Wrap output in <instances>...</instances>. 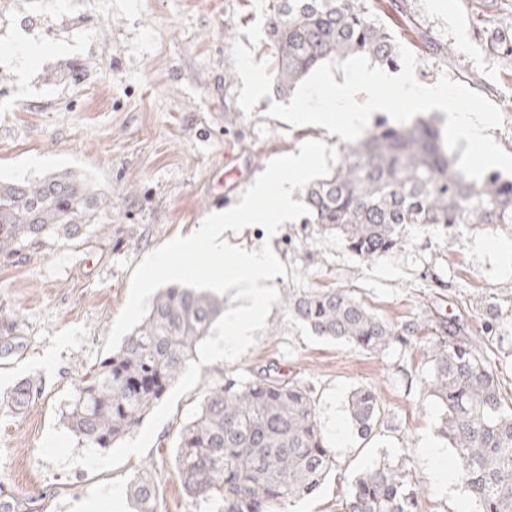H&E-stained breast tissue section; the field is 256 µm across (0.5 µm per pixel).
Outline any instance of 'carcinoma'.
<instances>
[{
    "label": "carcinoma",
    "mask_w": 512,
    "mask_h": 512,
    "mask_svg": "<svg viewBox=\"0 0 512 512\" xmlns=\"http://www.w3.org/2000/svg\"><path fill=\"white\" fill-rule=\"evenodd\" d=\"M381 0H274L267 27L276 55L277 92L291 94L326 60L362 54L380 67L398 65L394 31L373 8ZM458 155L430 119L394 126L379 120L325 178L305 188L304 223L340 240L354 255L376 259L399 247L411 224H442L452 232L474 224H512V177L491 170L465 177ZM104 203L72 172L0 184V259L25 257L59 239L78 240ZM288 311L316 335L380 352L409 346L422 323L393 324L351 291L315 289L287 300ZM224 313V298L178 284L163 289L121 346L86 373L64 419L81 445L111 448L155 406L194 358ZM22 348L0 336V359ZM425 384L441 411L440 435L455 456L471 512H512V394L481 347L454 321L438 320L427 342ZM36 381L8 397L15 410L37 395ZM350 425L370 442L385 425L378 391L362 386L348 400ZM317 420L313 388L267 367L225 376L182 425L174 467L195 501L213 512H281L314 496L335 468ZM136 512H159L158 483L149 470L130 482ZM344 512H423L422 491L405 464L370 466L354 477Z\"/></svg>",
    "instance_id": "carcinoma-1"
}]
</instances>
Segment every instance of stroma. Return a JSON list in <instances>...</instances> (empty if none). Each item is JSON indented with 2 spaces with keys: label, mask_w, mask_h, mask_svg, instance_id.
I'll return each mask as SVG.
<instances>
[{
  "label": "stroma",
  "mask_w": 512,
  "mask_h": 512,
  "mask_svg": "<svg viewBox=\"0 0 512 512\" xmlns=\"http://www.w3.org/2000/svg\"><path fill=\"white\" fill-rule=\"evenodd\" d=\"M269 0H0V183L73 171L92 179L107 203L78 241H61L19 260H0V326L11 322L23 348L0 360V397L26 379L38 398L16 411L0 408V492L30 512H134L128 483L149 469L160 512H210L182 488L173 464L180 424L192 419L209 387L224 375L269 363L312 385L317 416L336 468L319 492L282 512H342L353 477L373 463L407 462L423 491L425 512H458L468 494L435 485L421 449L446 447L440 410L424 386L420 343L369 352L315 336L285 298L312 289L353 290L375 313L420 321L444 313L461 319L512 390V264L496 243L512 224H479L449 234L414 226L405 242L377 259L350 253L302 221L275 236L260 226L230 235L231 244L270 243L287 268L272 281L281 300L266 330L236 362L202 366L198 384L176 403L146 456L90 474L53 467L38 455L49 427H64L66 405L86 371L106 357L112 325L126 304L130 277L150 252L193 233L213 211L240 200L268 162L317 139L340 147L320 126L268 117L278 94L267 28ZM412 23L398 39L413 46L417 29L451 48L418 54L416 78L448 74L496 104L504 118L491 136L512 153V57L485 49L491 34L512 35V0H403ZM33 40L46 53L23 65L14 45ZM233 151L227 164L225 151ZM242 171L228 187V168ZM496 304L492 333L486 309ZM379 392L389 415L373 441L341 444L347 399L360 386Z\"/></svg>",
  "instance_id": "stroma-1"
}]
</instances>
